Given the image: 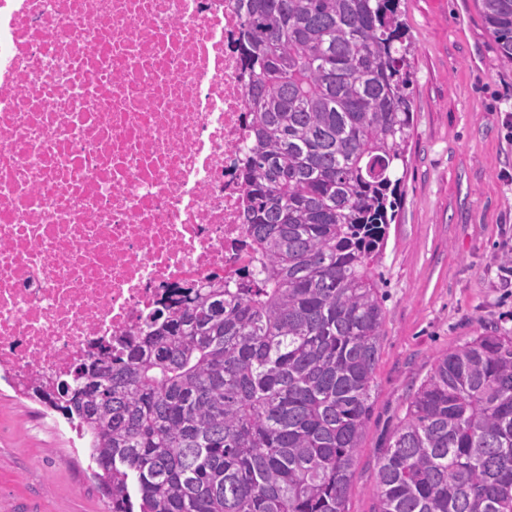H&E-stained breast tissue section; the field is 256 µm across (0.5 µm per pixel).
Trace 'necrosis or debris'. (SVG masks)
Segmentation results:
<instances>
[{"instance_id":"1","label":"necrosis or debris","mask_w":512,"mask_h":512,"mask_svg":"<svg viewBox=\"0 0 512 512\" xmlns=\"http://www.w3.org/2000/svg\"><path fill=\"white\" fill-rule=\"evenodd\" d=\"M240 0H0V374L28 391L250 269Z\"/></svg>"}]
</instances>
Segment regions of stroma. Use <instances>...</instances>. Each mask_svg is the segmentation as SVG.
<instances>
[{
    "mask_svg": "<svg viewBox=\"0 0 512 512\" xmlns=\"http://www.w3.org/2000/svg\"><path fill=\"white\" fill-rule=\"evenodd\" d=\"M412 127L373 275L384 340L347 512H378L381 448L441 354L512 336V65L475 0H400ZM61 413L0 377V512H109Z\"/></svg>",
    "mask_w": 512,
    "mask_h": 512,
    "instance_id": "obj_1",
    "label": "stroma"
}]
</instances>
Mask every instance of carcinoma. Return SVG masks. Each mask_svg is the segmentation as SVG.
<instances>
[{
	"label": "carcinoma",
	"mask_w": 512,
	"mask_h": 512,
	"mask_svg": "<svg viewBox=\"0 0 512 512\" xmlns=\"http://www.w3.org/2000/svg\"><path fill=\"white\" fill-rule=\"evenodd\" d=\"M399 0H245L256 265L73 367L111 512H347L385 320L372 278L411 131ZM512 64V0H477ZM380 512H512V337L445 353L378 462Z\"/></svg>",
	"instance_id": "carcinoma-1"
}]
</instances>
